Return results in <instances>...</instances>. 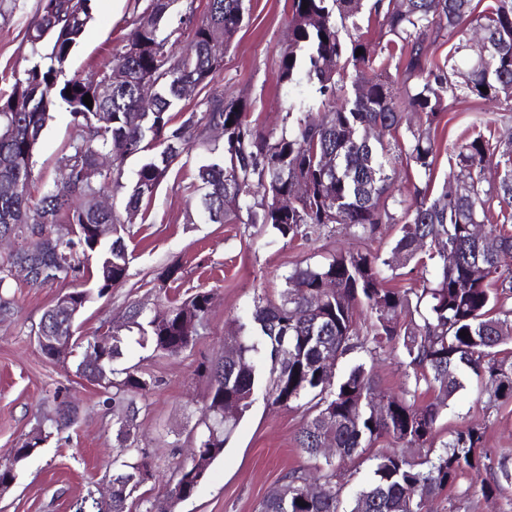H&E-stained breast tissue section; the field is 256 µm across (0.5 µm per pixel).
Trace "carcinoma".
I'll use <instances>...</instances> for the list:
<instances>
[{
	"mask_svg": "<svg viewBox=\"0 0 512 512\" xmlns=\"http://www.w3.org/2000/svg\"><path fill=\"white\" fill-rule=\"evenodd\" d=\"M174 2L151 0L126 44L112 55V67L124 69L128 80L111 94L96 96L92 83L64 78L70 54L92 19L94 0H40L41 19L29 35L37 61L15 80L8 97L0 96V237L21 241L17 250L0 257V287L23 262L52 272L50 277L36 272L26 280L35 288L94 279L96 291H76L86 303L121 285L130 263L124 225L115 211L94 209L90 200L124 188V161L150 151L125 204L126 211L136 210L189 147L185 130L193 129L203 142L209 125L222 124V151L198 170L205 188L202 207L212 222L264 224L290 242L308 241L341 224L356 229L365 247L295 268L277 301L257 295L251 317L227 337L238 359L207 366L204 418L197 433L201 457L211 464L224 453L237 420L261 396L273 405L305 408L296 441L309 458H319L320 442L329 437L340 452L338 460L325 461L318 496L306 495V476L295 470L259 500L255 512H434V500L463 477L471 480L465 497L495 505L512 482L505 471L500 479L482 477L493 471L485 432L461 427L439 448L433 445L445 402L464 388L466 377L485 384L489 401H512V350L507 348L512 306L506 305L512 298V270L502 268V256L512 252L507 228L512 143L467 132L448 145L462 183L457 194L448 196L445 186L435 196L430 187L438 162L434 132L445 113L460 103L487 102L512 111V100L497 95L502 85L512 84V0H494L484 14L476 12L473 0H411L406 11L393 0H374L370 12L387 37L378 51L357 33L354 18L362 0H291L279 80L290 86L304 75L318 94L320 110L289 103L278 132L249 120L245 99L222 92L204 110L185 113L180 124H172L171 112L185 98L186 86L213 81L246 15L245 0H207L177 56L172 43L181 36L166 28ZM472 28L484 31L490 50L462 66L458 54L466 49ZM445 43L452 53L440 62L435 49ZM359 48L363 54L358 56ZM329 57L336 60L333 70L324 67ZM461 71L464 80L457 77ZM146 87L153 108L142 112L138 98ZM87 94L91 107L83 101ZM61 105L80 136L61 157L68 168L62 181L34 200L28 192L32 166L25 155L34 154L51 112ZM377 125L386 135L367 137L366 130ZM103 151L112 154L110 171L96 169V156ZM324 154L334 160L328 169L321 166ZM400 166L424 175V186L395 196L392 185ZM491 166L502 170L493 182L486 178ZM297 181L306 183L307 192L285 210L279 202ZM495 204L500 224L491 219ZM33 209L42 212L44 222L31 227L26 219ZM485 222L496 240L493 247L470 233V225ZM98 224L112 225V237L98 240ZM388 224L399 226V234L387 254L379 243ZM427 260L435 268L433 284L387 286L397 269ZM477 263L486 274L473 279L470 268ZM211 309L209 291L169 306L162 322L131 304L122 327L112 334L74 338L73 345L83 349L77 374L112 393V403L125 408L112 460V505L96 500L97 512H128V500L144 487L139 474L149 467L136 427L139 400L153 379L122 365L128 343L120 331L142 348L149 344L155 352L177 356L198 335L184 337V317L195 313L204 321ZM361 313L362 332L357 329ZM69 328V314L50 307L37 333L66 336ZM463 330L469 335L460 336ZM399 346L405 352V383L389 395L384 415L369 406V399L381 394L373 368L358 362L336 378L323 375L318 366L328 348L342 359L357 349L374 359ZM53 402V412L39 422L48 434L78 421L72 402L57 393ZM381 439L392 447L374 450ZM43 442L42 436L28 433L0 464V481L17 479L18 464ZM367 452L372 476L345 511L343 464ZM200 476L195 466L182 464L169 479L172 489L164 501L141 496L139 502L149 504L147 512H169L194 494Z\"/></svg>",
	"mask_w": 512,
	"mask_h": 512,
	"instance_id": "1",
	"label": "carcinoma"
}]
</instances>
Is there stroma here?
I'll return each instance as SVG.
<instances>
[{"label":"stroma","mask_w":512,"mask_h":512,"mask_svg":"<svg viewBox=\"0 0 512 512\" xmlns=\"http://www.w3.org/2000/svg\"><path fill=\"white\" fill-rule=\"evenodd\" d=\"M149 4L150 0H96L93 18L71 54L69 73L99 80ZM38 6L39 0H0V92L11 90L15 77L34 63L28 33L39 22ZM246 6L249 16L220 71L182 107L187 112L203 110L207 98L224 91L249 100L251 120L277 128L290 101L303 99L313 108L318 102L307 82L288 87L279 81V53L288 44L289 0H247ZM471 118V113L454 112L441 120L434 191H441L450 172L449 143L459 138ZM79 134L68 112H54L34 154L32 197L61 180L60 159ZM223 144V137L214 135L208 146L197 145L183 153L153 198L143 200L131 213L125 210L126 189L134 184L144 158L126 160L125 188L110 201L125 223L129 275L107 296L87 303L78 320L81 334L91 336L121 324L130 303L154 312L201 289L213 293L211 313L183 354L158 356L151 348L134 344L123 358L125 365H140L156 381L141 401L137 428L139 447L162 477L150 492L154 500L163 495L164 479L187 458L207 390L201 367L223 357L232 321L253 309L255 285L277 297L296 265L317 264L336 251L363 246L352 229L341 225L306 243L282 239L259 224L212 223L202 208L197 173L208 148L219 150ZM173 264L181 268L179 279L160 281L159 273ZM71 288L68 282L47 288L20 282L7 290L14 300V314L0 322V463L52 410L55 392L79 404L80 418L20 465L15 485L0 495V512H93L94 499L107 491L116 430L124 411L77 375L74 357L49 360L35 338L43 312L61 291ZM486 400L483 387L466 384L444 409L438 437L447 439L449 431L464 425L484 428L487 448L512 470V403L491 408ZM302 422V410L256 400L240 419L223 455L175 512H254L258 501L289 472H313L314 462L296 443Z\"/></svg>","instance_id":"obj_1"}]
</instances>
